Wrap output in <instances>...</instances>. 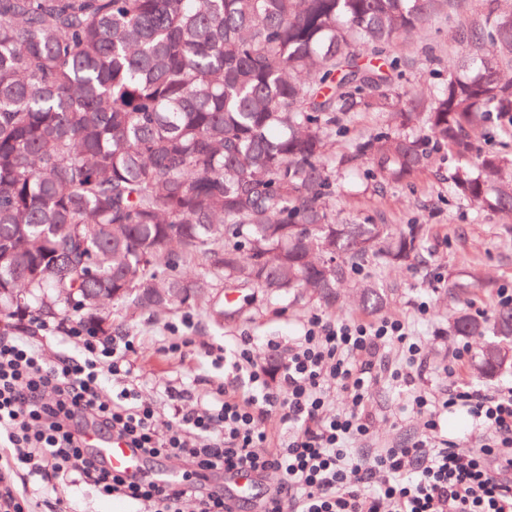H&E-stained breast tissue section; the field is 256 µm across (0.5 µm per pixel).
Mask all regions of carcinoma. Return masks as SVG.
Instances as JSON below:
<instances>
[{
    "instance_id": "obj_1",
    "label": "carcinoma",
    "mask_w": 512,
    "mask_h": 512,
    "mask_svg": "<svg viewBox=\"0 0 512 512\" xmlns=\"http://www.w3.org/2000/svg\"><path fill=\"white\" fill-rule=\"evenodd\" d=\"M448 0H0V317L112 335V311L208 303L213 278L333 305L371 257L404 268L423 226L347 224L336 170L372 189L413 182L431 152L460 200L512 220V154L475 133L512 114V9L458 27L475 50L428 93L395 90L371 59L422 35ZM394 128L330 151L341 116ZM463 299L489 284L452 283ZM378 308L381 290L361 289ZM484 339L476 374L504 370L512 307L460 311Z\"/></svg>"
}]
</instances>
